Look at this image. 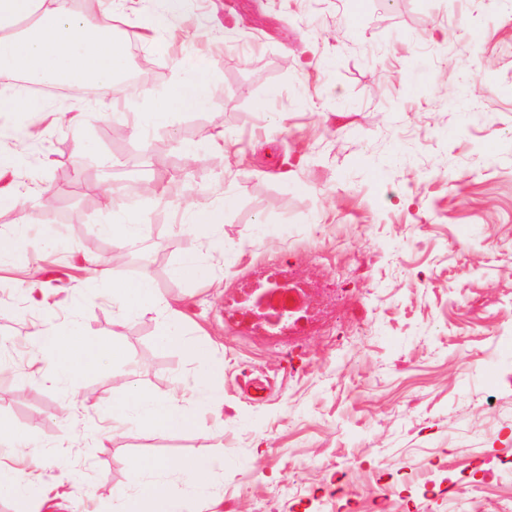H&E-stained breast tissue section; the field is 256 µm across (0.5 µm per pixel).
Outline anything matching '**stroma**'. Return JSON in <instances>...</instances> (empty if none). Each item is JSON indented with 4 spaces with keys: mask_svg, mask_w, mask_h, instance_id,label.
Segmentation results:
<instances>
[{
    "mask_svg": "<svg viewBox=\"0 0 512 512\" xmlns=\"http://www.w3.org/2000/svg\"><path fill=\"white\" fill-rule=\"evenodd\" d=\"M148 9L126 0L118 22L133 37L128 72L152 75L140 96L0 143L68 215L33 225L0 272V425L33 441L24 457L0 446V471L35 481L26 500L0 496V512H112L98 485L128 486L131 459L152 456L214 460L208 502L187 512H333L339 470L361 499L413 512H512L500 466L512 458V0H189L209 99L143 138L128 102L149 104L183 54L141 42ZM217 133L226 152L210 146ZM160 143L154 178L172 202L138 200L137 248L187 342L224 362L215 407L192 393L186 347L157 344L155 315L116 324L108 289L127 267L106 282L83 265L113 246L104 188ZM227 195L212 241L181 228L182 208ZM189 256L208 278L175 276ZM274 272L311 296L309 322L285 336L232 314ZM73 317L126 353L77 397L28 372L34 326ZM131 368L150 397L183 385L197 426L102 429L99 406ZM451 474L474 495L448 498Z\"/></svg>",
    "mask_w": 512,
    "mask_h": 512,
    "instance_id": "obj_1",
    "label": "stroma"
}]
</instances>
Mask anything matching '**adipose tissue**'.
I'll return each mask as SVG.
<instances>
[{
  "label": "adipose tissue",
  "mask_w": 512,
  "mask_h": 512,
  "mask_svg": "<svg viewBox=\"0 0 512 512\" xmlns=\"http://www.w3.org/2000/svg\"><path fill=\"white\" fill-rule=\"evenodd\" d=\"M151 11L138 26L149 46L164 51L160 30L172 31L183 18V0H152ZM117 7L95 17L77 12L73 0H0V112H18L30 119L46 115L60 126L81 125L79 109L53 107L44 97L32 93L35 85H75L83 89L90 103L101 105L121 90V75L127 67L124 41L112 38L110 31ZM209 75L201 58L188 55L181 62V73L169 85L150 94L148 112L138 114L135 131L144 125H163L179 110L202 108L208 99ZM24 160L12 158L0 164V206L16 210V223L10 232L0 231V267L7 264L14 244L38 221L40 189L16 179ZM112 303L128 315L164 312L157 337L164 346H180L184 335L175 310L152 286L140 290L125 282L112 285ZM29 343L32 375L75 389L80 376L96 371L109 361L124 359L117 343L86 336L74 330L63 334L35 329ZM184 392L174 389L167 397L144 396L134 381H127L121 394L101 407L113 425H126L138 417L151 422L159 431L183 429L195 418L183 406ZM215 464L208 458H146L130 466L131 490L111 489L112 512H182L185 497L205 494ZM178 474L180 486H172L169 474Z\"/></svg>",
  "instance_id": "adipose-tissue-1"
}]
</instances>
